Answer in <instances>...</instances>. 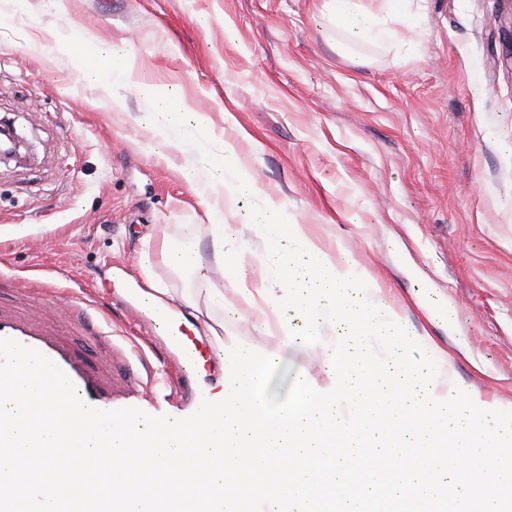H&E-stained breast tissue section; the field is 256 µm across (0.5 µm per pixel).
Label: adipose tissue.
<instances>
[{
	"instance_id": "adipose-tissue-1",
	"label": "adipose tissue",
	"mask_w": 512,
	"mask_h": 512,
	"mask_svg": "<svg viewBox=\"0 0 512 512\" xmlns=\"http://www.w3.org/2000/svg\"><path fill=\"white\" fill-rule=\"evenodd\" d=\"M337 23L355 38L392 39L384 17L362 0H328ZM190 168L210 204L217 187L244 189L253 178L232 165L214 166L205 149ZM256 231L263 250L227 257L224 227L207 240L174 247L147 245L140 259L145 298L163 303L170 291L155 263L192 266L205 298L181 305L224 349V382L214 402L178 424L138 423L104 416L73 427L63 411L38 433L15 435L16 456L0 458L8 506L0 512H505L512 503V419L463 389L441 391L442 358L423 359L400 317L350 265L323 253L303 225L281 220L265 201ZM259 285L240 294L266 330L316 353L332 380L304 381L278 414L263 385L281 356L225 341L214 310L225 285H237L245 263ZM225 272L215 283L211 269ZM40 467L51 493L28 479ZM399 471L397 481L382 474Z\"/></svg>"
}]
</instances>
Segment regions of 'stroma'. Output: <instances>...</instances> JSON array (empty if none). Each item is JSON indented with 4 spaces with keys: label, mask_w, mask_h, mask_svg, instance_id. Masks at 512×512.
Listing matches in <instances>:
<instances>
[{
    "label": "stroma",
    "mask_w": 512,
    "mask_h": 512,
    "mask_svg": "<svg viewBox=\"0 0 512 512\" xmlns=\"http://www.w3.org/2000/svg\"><path fill=\"white\" fill-rule=\"evenodd\" d=\"M323 5L0 0V117L28 156L0 162V276L51 282L119 324L127 289L144 286L146 233L186 242L224 224L258 247L249 219L268 196L381 289L446 358L449 386L512 415V67L499 38L512 0H405L386 43L347 37ZM102 44L134 73L90 88L80 76ZM147 86L206 132L216 164L254 173L253 192L202 205L186 172L195 145H166ZM224 333L281 354L265 379L278 400L328 383L250 310Z\"/></svg>",
    "instance_id": "obj_1"
}]
</instances>
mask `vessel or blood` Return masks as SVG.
Wrapping results in <instances>:
<instances>
[{
    "label": "vessel or blood",
    "instance_id": "b4317fda",
    "mask_svg": "<svg viewBox=\"0 0 512 512\" xmlns=\"http://www.w3.org/2000/svg\"><path fill=\"white\" fill-rule=\"evenodd\" d=\"M14 288L18 301L0 303V400L13 398L19 380L34 371L46 376L56 391L74 398L72 419L87 427L115 408L137 404L160 389L152 371L141 373L135 368L136 361L144 357L143 349L116 341L111 316L92 312L86 300L63 295L46 282L18 280ZM129 312L178 350L176 388L192 391L201 368L217 359L218 348L200 351L183 330L174 327L164 309L137 303ZM54 315L89 340L98 356L63 339L50 323Z\"/></svg>",
    "mask_w": 512,
    "mask_h": 512
}]
</instances>
